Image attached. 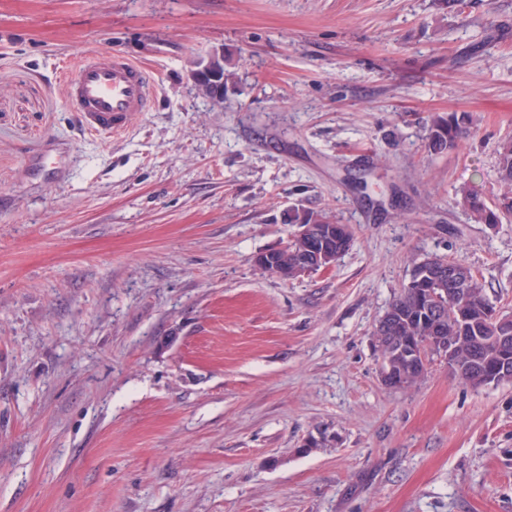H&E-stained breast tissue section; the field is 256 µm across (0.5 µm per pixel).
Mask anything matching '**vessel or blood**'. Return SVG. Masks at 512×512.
<instances>
[{
	"instance_id": "b4317fda",
	"label": "vessel or blood",
	"mask_w": 512,
	"mask_h": 512,
	"mask_svg": "<svg viewBox=\"0 0 512 512\" xmlns=\"http://www.w3.org/2000/svg\"><path fill=\"white\" fill-rule=\"evenodd\" d=\"M153 91L141 65L98 52L87 55L64 84L67 104L79 114L84 130L106 137L125 133L133 115L145 111Z\"/></svg>"
}]
</instances>
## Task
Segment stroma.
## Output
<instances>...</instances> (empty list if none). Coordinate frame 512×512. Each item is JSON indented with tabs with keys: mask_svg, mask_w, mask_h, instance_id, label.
Masks as SVG:
<instances>
[{
	"mask_svg": "<svg viewBox=\"0 0 512 512\" xmlns=\"http://www.w3.org/2000/svg\"><path fill=\"white\" fill-rule=\"evenodd\" d=\"M97 50L157 84L114 138L59 82ZM510 138L512 0H0V512H512V381L391 387L374 335L432 254L512 313L458 203ZM294 206L354 241L284 281ZM222 59L223 57L211 59L195 73L198 88L215 100L224 98V90L230 84H234L235 74L232 71L225 69V67H220V75L218 71L211 67V63L215 61H219L220 64L224 65V59ZM473 125L474 120L471 116H463L460 120L454 114H448V118L434 115L426 135L429 149L441 153L455 147L460 140L469 135Z\"/></svg>",
	"mask_w": 512,
	"mask_h": 512,
	"instance_id": "obj_1",
	"label": "stroma"
}]
</instances>
